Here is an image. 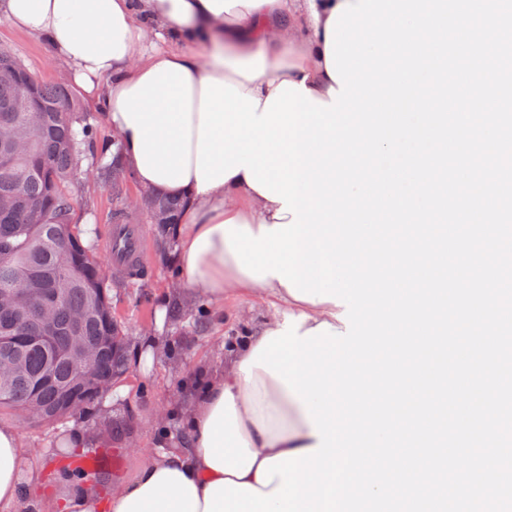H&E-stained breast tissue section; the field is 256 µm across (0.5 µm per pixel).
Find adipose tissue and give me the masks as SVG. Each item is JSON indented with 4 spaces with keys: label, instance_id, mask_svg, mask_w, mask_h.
Listing matches in <instances>:
<instances>
[{
    "label": "adipose tissue",
    "instance_id": "adipose-tissue-1",
    "mask_svg": "<svg viewBox=\"0 0 512 512\" xmlns=\"http://www.w3.org/2000/svg\"><path fill=\"white\" fill-rule=\"evenodd\" d=\"M347 0H0V16L46 37L83 92L103 100L105 120L121 145V162L140 187L184 203L174 230L172 262L182 295L215 305L250 295L273 314L224 342V363L186 379L180 409L183 448L147 453L135 477L112 490L84 480L64 495H45L39 512H204L211 483L258 486L264 459L315 448L306 409L265 370L244 375L241 364L287 315L300 333L346 326L333 302L304 301L278 278H251L230 252L225 221L259 232L292 216L250 185L246 172L202 191L197 150L202 82L218 79L267 100L283 82L304 84L329 101L336 82L326 63L330 18ZM21 440L0 426V512H13L39 481L20 477Z\"/></svg>",
    "mask_w": 512,
    "mask_h": 512
}]
</instances>
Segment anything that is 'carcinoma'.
<instances>
[{"instance_id": "carcinoma-1", "label": "carcinoma", "mask_w": 512, "mask_h": 512, "mask_svg": "<svg viewBox=\"0 0 512 512\" xmlns=\"http://www.w3.org/2000/svg\"><path fill=\"white\" fill-rule=\"evenodd\" d=\"M38 99L45 106L68 101L65 112H37L16 101L14 83L0 78V129L11 132L25 151L16 153L0 141V292L25 288L29 293L14 308H0V337L15 336V343L0 342V358L13 356L19 373L0 385V410L15 411L31 402L35 420L47 424L69 417L65 401L90 404L112 392L113 381L125 368L123 344L105 346L97 375L107 388L97 394L93 385L79 380L75 372L84 365L65 355L47 361V351L33 338L42 335L37 305L54 297L56 327L54 343L63 351L76 332L90 344L102 337H123L112 312L111 283L95 252L92 230L74 222L72 184L83 160L96 156L97 179L112 194V223H131L124 206L126 175L117 153L95 154L97 126L80 111L68 85L42 82ZM148 218L161 213L165 222L159 234L170 236L178 223L182 202L174 197L142 194Z\"/></svg>"}]
</instances>
